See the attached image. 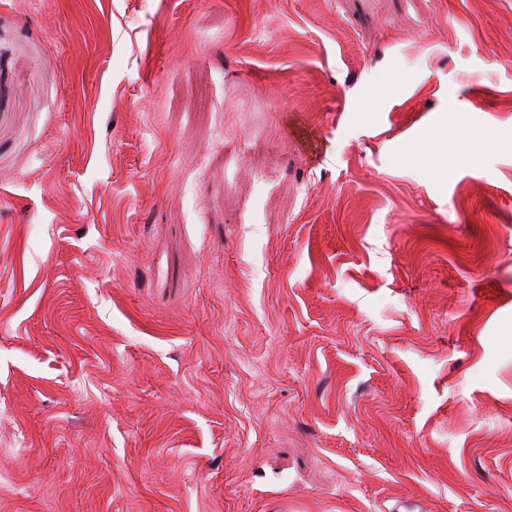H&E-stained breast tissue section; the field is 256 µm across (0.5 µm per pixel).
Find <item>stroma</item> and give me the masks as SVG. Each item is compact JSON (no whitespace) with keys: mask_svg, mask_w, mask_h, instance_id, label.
I'll return each instance as SVG.
<instances>
[{"mask_svg":"<svg viewBox=\"0 0 512 512\" xmlns=\"http://www.w3.org/2000/svg\"><path fill=\"white\" fill-rule=\"evenodd\" d=\"M508 57L512 0H0V512H512Z\"/></svg>","mask_w":512,"mask_h":512,"instance_id":"1","label":"stroma"}]
</instances>
